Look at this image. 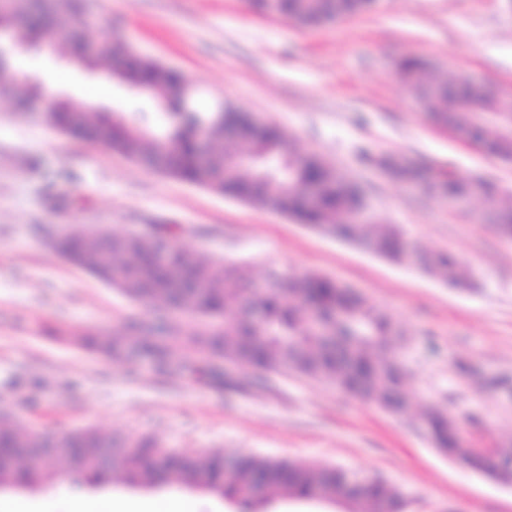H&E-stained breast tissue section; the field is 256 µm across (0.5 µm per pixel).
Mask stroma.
Instances as JSON below:
<instances>
[{"label": "stroma", "instance_id": "obj_1", "mask_svg": "<svg viewBox=\"0 0 512 512\" xmlns=\"http://www.w3.org/2000/svg\"><path fill=\"white\" fill-rule=\"evenodd\" d=\"M102 39H121L141 56L174 68L209 109L224 101L278 126L299 153L320 156L363 192L378 223L415 245L448 252L471 274L454 288L418 266L398 264L293 218L171 178L105 147L68 138L42 113L14 111L0 97V410L35 431L80 429L150 435L161 446L244 451L317 466L340 465L403 488L409 512H512V485L469 470L439 452L414 416L294 374L248 384L244 370L217 369L190 345L193 368L177 374L148 359L115 362L93 335L152 318L150 308L62 259L45 229L100 224L120 233L145 224L179 226L180 244L214 259L314 273L347 285L405 330L402 354L414 389L471 413L474 446L512 442V242L485 205L450 202L429 183L455 172L478 177L512 201V162L439 128L396 74L415 54L437 72L512 92V0H377L373 10L306 28L252 11L249 0H86ZM54 52L16 41L19 76L56 75L48 96L65 93L138 125L163 115L152 101L59 62ZM395 155L424 182L391 179L373 159ZM108 495L186 499L194 512H231L214 494L113 483ZM86 484L57 477L33 491H4L21 512H71Z\"/></svg>", "mask_w": 512, "mask_h": 512}]
</instances>
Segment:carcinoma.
Returning a JSON list of instances; mask_svg holds the SVG:
<instances>
[{
  "label": "carcinoma",
  "mask_w": 512,
  "mask_h": 512,
  "mask_svg": "<svg viewBox=\"0 0 512 512\" xmlns=\"http://www.w3.org/2000/svg\"><path fill=\"white\" fill-rule=\"evenodd\" d=\"M53 23L75 20L84 11L83 0H43ZM371 0H280L278 8L302 25H321L345 15L365 11ZM36 0H7L0 10V26L23 27L30 38L48 36L34 15ZM94 65L115 70L129 83L143 86L148 96L162 104L164 127L152 131L130 122L120 112H94L88 105L68 101L44 112L47 123L65 129L69 136L93 140L106 137V146L163 174L210 188L252 203L300 223L358 242L368 250L401 263L410 246L392 224H350V215L362 204L354 183L317 156H301L285 134L267 125L249 128L246 112L201 111L196 100L181 95L182 78L174 70L147 60L112 40H102ZM398 74L416 100L438 119H445L475 135H484L490 150L512 155V134H501L477 122L476 114L509 109L512 102L489 94L481 85L443 76L409 56L397 64ZM205 133L208 159H199L198 136ZM385 164L402 180L417 172L398 159ZM237 166L231 179L224 169ZM440 189L457 197L474 194L470 181L453 174ZM504 238L512 237V204L493 203L487 211ZM165 247L170 259L164 265L149 261ZM60 253L74 250L80 266L108 286L160 312H191L203 321L195 327L183 323L162 326L143 321L133 333L104 336L100 345L112 359L127 365L135 357H149L162 370L174 365L180 344L201 348L212 359H224L244 370L292 371L321 380L338 391L377 403L389 410L398 403L397 415L410 406L413 389L407 367L396 344L400 329L387 313L367 297L313 273H287L272 269L258 279L249 265L194 254L178 244L175 229L157 228V235L129 238L103 237L87 228L75 235H57ZM427 271L451 284H467L470 274L448 254L436 253ZM257 309L262 318L252 317ZM421 428L438 448L464 453V426L473 416H459L427 398L419 399ZM0 448L12 451L8 464H0V480L36 489L50 472L64 464L92 486L114 481L120 474L131 486L182 484L213 493L238 512H267L280 491L294 500L330 498L348 512H407L404 491L380 478L354 479L349 468L314 466L301 461L261 457L248 452L170 451L158 459V442L151 437H128L96 430L65 435L26 431L7 416L0 417ZM49 449L40 466L29 458Z\"/></svg>",
  "instance_id": "cac0c4a2"
}]
</instances>
